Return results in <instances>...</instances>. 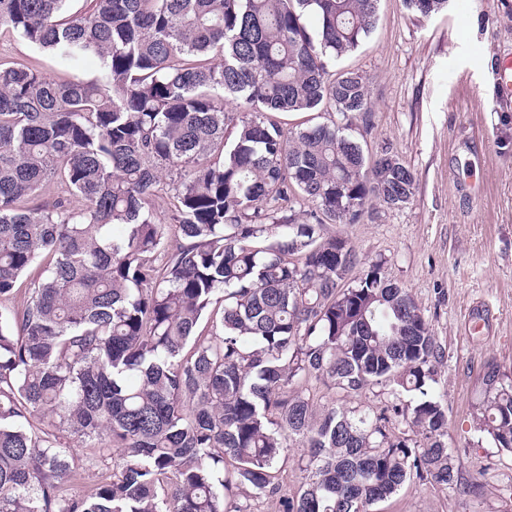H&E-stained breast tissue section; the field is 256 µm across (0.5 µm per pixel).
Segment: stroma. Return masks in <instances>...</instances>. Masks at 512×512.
<instances>
[{"instance_id":"obj_1","label":"stroma","mask_w":512,"mask_h":512,"mask_svg":"<svg viewBox=\"0 0 512 512\" xmlns=\"http://www.w3.org/2000/svg\"><path fill=\"white\" fill-rule=\"evenodd\" d=\"M512 59V0H448L428 18L402 0H380L370 35L336 68L366 76L372 105L369 152L389 149L413 169L409 204L370 202L358 224L324 233L355 246L360 263L381 258L407 288L445 357L433 394L448 408L455 482L413 481L379 512H512V453L476 426L488 363L512 376V100L497 73ZM0 63L24 64L51 80L95 78L92 58L74 68L12 32L0 33ZM67 494L85 495L112 470L97 449L77 446Z\"/></svg>"}]
</instances>
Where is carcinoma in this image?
I'll return each mask as SVG.
<instances>
[{
  "label": "carcinoma",
  "instance_id": "1",
  "mask_svg": "<svg viewBox=\"0 0 512 512\" xmlns=\"http://www.w3.org/2000/svg\"><path fill=\"white\" fill-rule=\"evenodd\" d=\"M66 2L0 0V29L102 68L59 84L0 64V299L47 260L0 313V512H256L273 496L281 512H369L414 479L453 485L428 320L386 261L351 281L354 246L323 236L417 190L355 135L365 77L329 70L379 0H95L70 17ZM403 3L428 17L447 0ZM324 108L329 124L277 119ZM52 179L66 195L32 204ZM312 380L332 392L319 411ZM483 384L479 430L512 452V378L491 363ZM375 388L384 406L350 405ZM59 432L112 459L89 495L61 494L75 457ZM163 190L159 191L155 197V213L157 220L161 224L174 225L171 220L172 209H173V191H171L170 180L166 179L163 181ZM44 269L43 262H37L35 263L27 272V275L24 277L23 281L24 283L21 285V289L19 292L10 300H0V313L7 312V311H16L23 307V305L26 303V300L28 298V294L25 290L27 288V285L31 280H38L40 276H42Z\"/></svg>",
  "mask_w": 512,
  "mask_h": 512
}]
</instances>
